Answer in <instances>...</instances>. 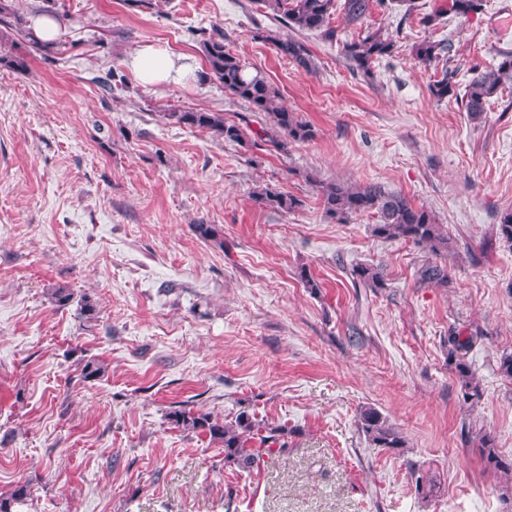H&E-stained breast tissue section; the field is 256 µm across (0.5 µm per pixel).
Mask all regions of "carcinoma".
Wrapping results in <instances>:
<instances>
[{
	"label": "carcinoma",
	"instance_id": "obj_1",
	"mask_svg": "<svg viewBox=\"0 0 512 512\" xmlns=\"http://www.w3.org/2000/svg\"><path fill=\"white\" fill-rule=\"evenodd\" d=\"M264 7L273 14H281L288 28L297 32L321 31L330 41L336 37V29L330 26L331 15L336 11V0H261ZM483 0H448V12L461 17L475 14L482 9ZM372 0H344L341 11L344 21L350 26H363L369 14ZM276 52L293 61L298 67L312 71L314 59L306 44L292 36L280 38L267 35ZM27 42L32 51H44L48 44L39 41L32 30L19 23L13 0H0V46L9 43L17 46ZM203 53L207 71L203 79L216 81L224 86V92L246 102L255 112H262L269 120V128L262 129V141L269 143L280 155H288L298 143L314 138L315 131L307 122L281 104V94L267 77L258 69L249 68L224 45V33L216 30L203 40ZM395 49V41L379 30L366 31L356 40L345 41L341 52L352 68L370 71L375 60L389 56ZM453 46L440 41H423L412 48L413 59L426 65L441 57H448L450 66L441 79L431 87L434 97L443 99L453 92L456 67L452 66ZM474 75L462 98V106L470 118L476 120L486 112L488 100L507 82L512 81V52L502 53V60L495 67L481 70L473 67ZM163 118L170 123L210 132L225 142L243 144L248 134L237 123L224 119L221 112L205 110L165 112ZM305 180L313 184L319 195L324 216L339 224L352 218L371 214L375 223L371 225L374 236L387 240H403L426 249L434 260L427 261L418 270L421 284L439 287L448 286V267L438 259L448 254L449 238L437 224L435 216L423 206H417L400 191L388 190L378 183L352 185L337 182H323L312 173L305 174ZM253 199L256 203L277 211L292 212L302 201L270 186L257 189ZM194 231L206 241L224 245L216 227L212 224H196ZM353 281L365 288L377 291L385 287V276L379 265H360L352 269ZM74 293L67 285H58L50 290V299L59 308L69 305ZM472 339L451 333L448 336V365L454 368L464 402L480 398V386L470 364L466 361ZM107 366L99 360H88L81 369L85 380H98L105 375ZM167 419L174 427L188 432H199L217 439L224 444V466L251 471L259 469L261 451L288 454V427L273 425L259 420L255 414L243 409L231 421H222L209 413L195 411L180 405L167 413ZM358 428L369 444L375 448H386L402 453L406 442L379 410L366 407L359 413ZM485 470L496 474L512 476V457L507 458L497 448L495 436L480 431L470 440ZM418 497L427 501L438 492V486L431 478L412 472ZM29 496L28 484H18L6 496H0V512H14L15 505Z\"/></svg>",
	"mask_w": 512,
	"mask_h": 512
}]
</instances>
